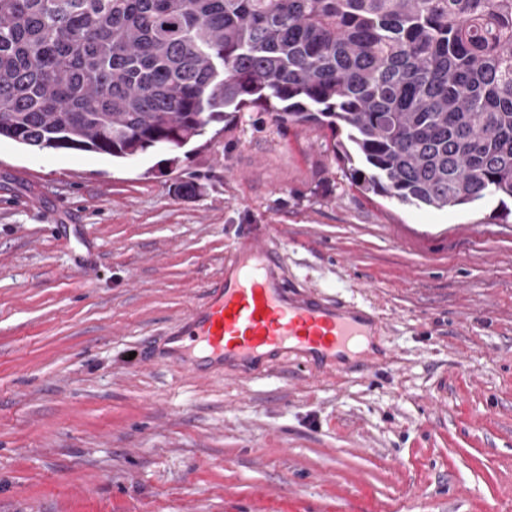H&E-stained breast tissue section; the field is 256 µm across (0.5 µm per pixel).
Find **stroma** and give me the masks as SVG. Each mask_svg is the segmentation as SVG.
<instances>
[{"label":"stroma","instance_id":"obj_1","mask_svg":"<svg viewBox=\"0 0 512 512\" xmlns=\"http://www.w3.org/2000/svg\"><path fill=\"white\" fill-rule=\"evenodd\" d=\"M333 143L260 106L129 159L0 139V512H512V221L364 195ZM256 224L387 320L347 373L167 349Z\"/></svg>","mask_w":512,"mask_h":512}]
</instances>
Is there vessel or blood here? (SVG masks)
I'll return each mask as SVG.
<instances>
[{"instance_id":"obj_1","label":"vessel or blood","mask_w":512,"mask_h":512,"mask_svg":"<svg viewBox=\"0 0 512 512\" xmlns=\"http://www.w3.org/2000/svg\"><path fill=\"white\" fill-rule=\"evenodd\" d=\"M272 239L268 225L242 236L225 259L222 283L187 314L195 348L185 360L189 371L202 375L206 364L220 363L252 378L289 363L340 372L354 343L383 334L374 306L289 284Z\"/></svg>"}]
</instances>
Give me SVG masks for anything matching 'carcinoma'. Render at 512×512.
Returning <instances> with one entry per match:
<instances>
[{"label": "carcinoma", "mask_w": 512, "mask_h": 512, "mask_svg": "<svg viewBox=\"0 0 512 512\" xmlns=\"http://www.w3.org/2000/svg\"><path fill=\"white\" fill-rule=\"evenodd\" d=\"M248 103L366 195L512 199V0H0V138L129 158Z\"/></svg>", "instance_id": "obj_1"}]
</instances>
